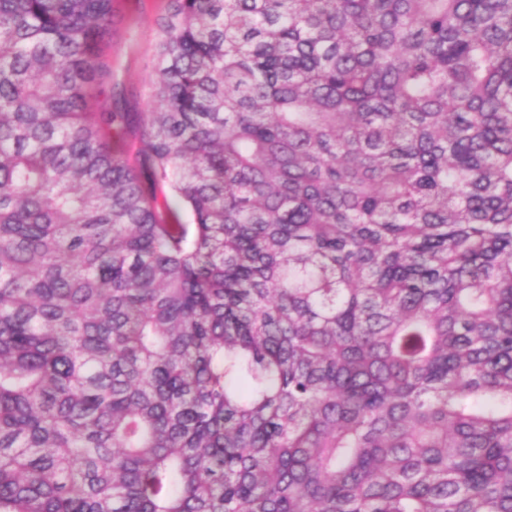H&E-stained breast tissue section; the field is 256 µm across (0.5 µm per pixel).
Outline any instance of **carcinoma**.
Masks as SVG:
<instances>
[{"instance_id": "carcinoma-1", "label": "carcinoma", "mask_w": 512, "mask_h": 512, "mask_svg": "<svg viewBox=\"0 0 512 512\" xmlns=\"http://www.w3.org/2000/svg\"><path fill=\"white\" fill-rule=\"evenodd\" d=\"M113 16L0 0V512H512V0ZM167 0H114L113 80L129 91L128 112H147L155 76L158 21Z\"/></svg>"}]
</instances>
